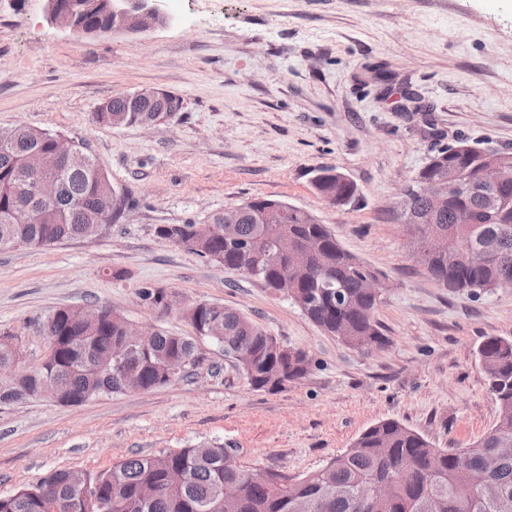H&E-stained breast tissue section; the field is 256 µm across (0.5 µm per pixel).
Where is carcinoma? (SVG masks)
<instances>
[{"instance_id": "1", "label": "carcinoma", "mask_w": 512, "mask_h": 512, "mask_svg": "<svg viewBox=\"0 0 512 512\" xmlns=\"http://www.w3.org/2000/svg\"><path fill=\"white\" fill-rule=\"evenodd\" d=\"M84 23L91 36L111 32L110 20L101 11L84 15ZM54 137L28 126L0 135V250L47 248L90 237L97 234L98 226L112 224L120 216L119 207L107 210L116 188L93 157L88 168L62 173L55 202L41 203L29 194V179L50 154ZM480 159L482 150L460 143L433 156L417 177H428L443 167L467 170L475 178ZM313 188L325 201L340 206L350 204L356 195L354 184L338 176L317 178ZM263 201L254 197L241 202L243 215L234 242L200 231L195 221L162 225L157 234L177 244L193 240L194 253L279 293H305L308 300L299 305L304 315L342 344L385 348L389 340L376 319L379 299L361 288L363 277L374 269L345 250L312 214L293 205L288 206L287 223H257L256 205ZM402 228L409 250L415 243L409 236L413 230L420 233L427 228L448 236V251L424 266L441 287L477 296L512 285V209L482 206L478 196H465L452 200L432 223ZM283 230L288 231L290 244L311 233L323 236L326 244L316 256L298 252L279 258L288 267L287 281L280 283L276 267L253 271L244 254L251 248L276 254ZM141 296L163 311L172 306L162 288H144ZM125 322L109 307L103 308L98 324L87 323L66 308L52 311L38 327L52 326L46 339L53 359L25 372L20 385L9 377L0 378V405L34 396L36 383L46 373L64 395L89 400L122 393L116 380L121 372L138 377L150 390L172 362L185 361L181 376L198 363L194 339L162 329L147 350L122 349ZM189 323L196 336L215 343L256 390L284 391L308 372L302 367L309 362L305 351L286 345L277 355L269 353L275 338L237 309L206 302ZM17 357L11 338L1 336L0 369L13 368ZM478 357L499 404V418L479 440L460 451L435 448L423 435L387 419L367 428L351 448L319 469L297 477L276 472L274 481L265 485L249 482V468L225 459L224 444L215 442L160 456H132L109 470L90 473L98 489L94 498L83 496L72 470L56 469L25 486L19 495L0 496V512H222L226 489L239 495L240 512H295L301 505L308 512H364L362 499L377 482L395 485L393 501L379 512H512V457L497 458L484 486L467 485V471L484 467L496 458L502 443L512 442V340L489 337L478 347ZM171 466L188 474L180 487L166 484Z\"/></svg>"}]
</instances>
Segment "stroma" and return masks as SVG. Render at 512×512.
I'll return each mask as SVG.
<instances>
[{
  "label": "stroma",
  "instance_id": "stroma-1",
  "mask_svg": "<svg viewBox=\"0 0 512 512\" xmlns=\"http://www.w3.org/2000/svg\"><path fill=\"white\" fill-rule=\"evenodd\" d=\"M149 34L76 37L44 0H0V128L85 144L126 200L94 237L0 250V336L24 369L48 343L38 320L60 307H110L140 325L193 335L179 307L239 309L311 359L308 375L258 391L211 342L200 366L143 392L59 406L0 405V495L56 469L98 472L132 454L224 443L246 467L299 476L394 419L437 448L468 447L498 419L477 356L512 339V288L449 292L410 256L401 190L441 148L512 149V0H182ZM160 88L182 109L150 128L97 123L113 97ZM414 90L425 109L405 112ZM354 182L355 202L314 191L315 169ZM314 215L386 282L376 317L389 340L349 348L291 300L157 236L253 197ZM170 293L161 311L142 288Z\"/></svg>",
  "mask_w": 512,
  "mask_h": 512
}]
</instances>
